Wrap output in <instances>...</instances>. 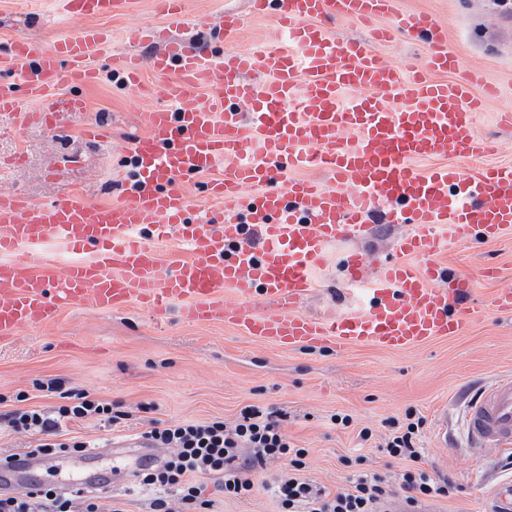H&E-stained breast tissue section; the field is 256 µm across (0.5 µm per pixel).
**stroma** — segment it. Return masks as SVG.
<instances>
[{"mask_svg":"<svg viewBox=\"0 0 512 512\" xmlns=\"http://www.w3.org/2000/svg\"><path fill=\"white\" fill-rule=\"evenodd\" d=\"M224 9L244 19L231 36L206 24L209 16ZM397 9L437 16L461 68L479 72L484 83L496 86L498 94L492 98L482 86L473 88L480 101L474 128L486 143V161L512 163V127L498 122L499 112L512 107V21L503 18L492 0H397ZM160 22L154 0H135L129 13L88 21L67 18L57 0H0V57L13 40L37 35L51 43L89 24L111 33L113 48L126 51L130 45L123 35L128 28ZM268 26V18L252 15L249 0H189L187 22L177 34L189 48L218 54L227 47L266 45ZM372 49L402 72L424 63L418 39L399 36ZM95 63L100 77L94 87L61 91V98L85 100L86 108L64 113L60 128L0 114L5 188L36 204L57 200L70 190L95 204L125 198L131 181L130 149L146 132L140 115L159 101L126 87L105 57H96ZM91 120L111 125V144L84 142L80 130ZM344 250L341 244L330 248L327 265L316 273L318 289L305 314L352 310L344 283ZM439 262L453 280L476 277L485 265L495 266L497 278L481 286L482 295H489L512 284V235L455 243ZM509 371L512 313L485 314L467 334L417 349L357 345L339 353L330 348L285 351L219 323L190 325L174 317L156 322L136 308L114 313L70 308L48 325L18 329L12 338L0 341V411L22 404L52 409L56 398L39 388L52 379L119 405L131 415L133 435L150 429L155 420L221 417L230 424L245 406L275 407L288 415V435L309 451L308 476L336 491L348 485V457H362L361 468L368 472H400V464L388 462L378 448L387 434L385 419L404 418L410 410L426 421L421 442L426 470L451 477L459 487L455 496L435 503L436 512H481V494L512 468V454L469 447L460 425L463 391L474 381L493 384ZM21 395L26 398L22 404L17 401ZM146 402L154 404V411H140ZM335 414L350 415V425L332 422ZM365 427L373 432L366 442L358 436ZM282 469V462H269L255 474L252 496L242 501L225 498L217 479L204 478L200 484L215 512H275L262 482Z\"/></svg>","mask_w":512,"mask_h":512,"instance_id":"obj_1","label":"stroma"}]
</instances>
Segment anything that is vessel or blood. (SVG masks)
I'll return each mask as SVG.
<instances>
[{
    "instance_id": "vessel-or-blood-1",
    "label": "vessel or blood",
    "mask_w": 512,
    "mask_h": 512,
    "mask_svg": "<svg viewBox=\"0 0 512 512\" xmlns=\"http://www.w3.org/2000/svg\"><path fill=\"white\" fill-rule=\"evenodd\" d=\"M69 16L129 12L134 0H62ZM254 15L272 18L275 41L253 50L215 55L189 51L173 31L186 20V0H155L166 24L127 29L129 43L158 44L148 56L111 51L96 28L45 45L14 42L11 66L24 97L0 88V112L55 127L80 99L63 100L67 86L90 85L98 71L90 59L107 52L123 83L142 89L144 70L166 108L145 112V136L134 143L131 191L117 204L95 206L71 193L46 204L0 191V336L44 325L68 308L118 311L134 305L164 321L220 322L284 349L358 343L409 349L467 333L482 314L512 313V287L473 304L477 284L444 286L439 254L462 240L512 233V165H484V141L474 132L479 109L471 97L479 79L461 73L447 46V29L429 13L391 14L394 0H250ZM343 20L370 27L366 41H337L326 25ZM421 38L426 65L409 73L373 52L371 43L394 35ZM257 70L258 83L242 81ZM209 89L206 103L190 102L193 89ZM38 102L24 112L22 98ZM403 100L394 109V100ZM475 159L468 177L444 160ZM442 159L420 174L414 164ZM289 168L316 167L328 183L288 179L273 188L272 161ZM223 167L207 186L223 204V221L199 209L176 187V175ZM389 204L388 223L408 224L399 260H381L368 276L361 253L344 261L345 283L357 309L315 318L304 313L314 273L328 248L361 235L375 204ZM59 249H52L50 241ZM176 242L185 253L161 270L158 250ZM260 302L262 316L249 306ZM474 448L512 447V375L474 388L464 419ZM495 512H512V476L491 493Z\"/></svg>"
}]
</instances>
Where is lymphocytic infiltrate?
<instances>
[{
    "mask_svg": "<svg viewBox=\"0 0 512 512\" xmlns=\"http://www.w3.org/2000/svg\"><path fill=\"white\" fill-rule=\"evenodd\" d=\"M45 389L61 394L63 404L49 411L17 408L0 413V428L36 435L34 453L84 454L88 442L63 438L66 423L92 418L113 429L127 418L110 402L64 389L62 382L49 381ZM286 419L279 409L248 405L231 425L219 417L153 424L143 437L168 454L157 464L137 470L133 488L146 495L151 512H212L210 500L204 499L197 485L199 478H222L226 498L244 499L253 493V473L268 461L281 460L285 471L269 476L265 483L278 512H387L397 499L404 512H422L428 502L456 491L450 478L423 468L420 435L425 421L414 413H406L401 421L387 420L388 433L380 448L384 456L401 463V472L392 478L384 472L359 470L346 488L336 492L307 476L309 451L288 436ZM99 499L92 491L64 493L56 484L45 483L21 496L1 493L0 512H100Z\"/></svg>",
    "mask_w": 512,
    "mask_h": 512,
    "instance_id": "1",
    "label": "lymphocytic infiltrate"
}]
</instances>
